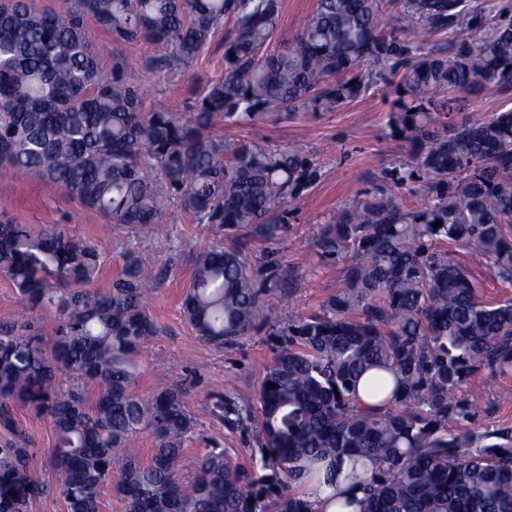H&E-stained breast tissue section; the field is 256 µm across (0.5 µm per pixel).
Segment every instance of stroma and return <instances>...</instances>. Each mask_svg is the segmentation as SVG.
Instances as JSON below:
<instances>
[{
    "label": "stroma",
    "instance_id": "1",
    "mask_svg": "<svg viewBox=\"0 0 512 512\" xmlns=\"http://www.w3.org/2000/svg\"><path fill=\"white\" fill-rule=\"evenodd\" d=\"M94 47L103 69H111L115 55H122L130 80L139 85L146 104L185 115L189 98L209 80L223 74V35H216L177 82L148 70V50L113 43L101 31L92 32ZM396 75L378 71L371 87L357 99L329 112H303L278 125L258 122L248 127L216 121L215 131L228 141L248 140L258 145L279 144L300 151L316 171L311 184L300 192L297 207L288 215L291 231L280 243L255 236L245 239V253L253 271H260L270 258L283 266L303 271V279L292 293L274 298L278 316L288 312L307 314L343 284L341 265L319 260L313 243L318 225L329 223L336 213L355 201L387 192L413 212L429 208L433 196L424 178L414 172L409 146L392 137L388 115L396 99ZM0 213L25 224H61L71 236L96 240L106 247L96 281L107 288L124 267V254L134 250L154 257L162 269L161 279L148 300V313L158 333L140 351L143 370L139 391L147 396L157 387L174 383L188 391L187 405L195 418V430L186 443L190 455L201 456L214 448L226 449L232 462L249 461V433L231 428L211 414L215 395L225 384H233L238 397L255 399L265 366L272 358V344L265 332L238 338L218 347L206 343L186 323L181 299L192 275L196 247L220 240L221 234L196 223L180 205H172L154 232L134 235L67 197L56 186L37 178L14 179L0 172ZM479 406L477 427L512 428V374L490 375L473 387ZM17 421L30 436L36 450L35 465L46 480L57 477L49 465L54 446V428L45 418L18 407Z\"/></svg>",
    "mask_w": 512,
    "mask_h": 512
}]
</instances>
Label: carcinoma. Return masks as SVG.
<instances>
[{
    "instance_id": "cac0c4a2",
    "label": "carcinoma",
    "mask_w": 512,
    "mask_h": 512,
    "mask_svg": "<svg viewBox=\"0 0 512 512\" xmlns=\"http://www.w3.org/2000/svg\"><path fill=\"white\" fill-rule=\"evenodd\" d=\"M390 2L406 39L385 32L384 0H315L283 46L270 44L281 0H73L61 12L0 3V169L48 181L136 235L179 202L225 232L195 254L185 320L216 346L265 326L276 337L256 399L227 387L210 408L252 433L257 466L222 451L191 460L181 386L138 393V351L157 334L141 276L150 256L128 253L122 276L93 289L100 242L61 224L1 220L0 274L29 316L0 320V512H29L49 490L16 405L54 426L66 512H98L108 485L125 512H314L305 485L322 468L328 498L348 509L358 500L336 489L345 456L362 468L350 476L365 493L358 512H512V432L471 428L468 393L485 372L512 373V297L486 299L460 258L491 261L512 288V108L440 120L450 96L512 82V21L453 40L446 55L425 53L421 32L470 28L469 0ZM228 22L224 73L185 120L146 110L121 57L104 70L89 28L115 44L145 42L151 70L173 81ZM370 59L401 69L388 125L434 203L415 213L382 193L319 225L316 254L343 264V286L284 324L269 298L291 292L298 270L270 260L254 274L238 232L287 237L280 208L297 200L310 165L290 147L226 141L213 124L333 111L369 88ZM52 311L48 340L38 315ZM142 432L153 444L145 462L129 447Z\"/></svg>"
}]
</instances>
